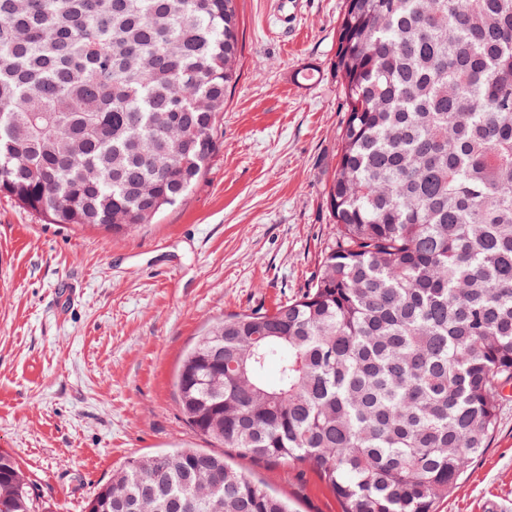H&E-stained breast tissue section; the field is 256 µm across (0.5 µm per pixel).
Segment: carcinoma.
Here are the masks:
<instances>
[{"label": "carcinoma", "mask_w": 512, "mask_h": 512, "mask_svg": "<svg viewBox=\"0 0 512 512\" xmlns=\"http://www.w3.org/2000/svg\"><path fill=\"white\" fill-rule=\"evenodd\" d=\"M239 56L236 0H0V194L49 224L152 223L215 152ZM335 68L318 272L206 329L181 411L241 456L311 466L342 512H433L512 385V0H346ZM103 502L292 512L198 448L130 461ZM35 508L0 451V512Z\"/></svg>", "instance_id": "carcinoma-1"}]
</instances>
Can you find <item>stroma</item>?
I'll return each mask as SVG.
<instances>
[{
  "label": "stroma",
  "instance_id": "1",
  "mask_svg": "<svg viewBox=\"0 0 512 512\" xmlns=\"http://www.w3.org/2000/svg\"><path fill=\"white\" fill-rule=\"evenodd\" d=\"M345 0H237L240 76L187 196L128 234L45 223L0 195V450L38 505L84 512L134 457L212 449L175 377L201 331L309 285L332 232L344 126L334 66ZM238 469L296 512H342L307 466ZM434 512H512V396Z\"/></svg>",
  "mask_w": 512,
  "mask_h": 512
}]
</instances>
